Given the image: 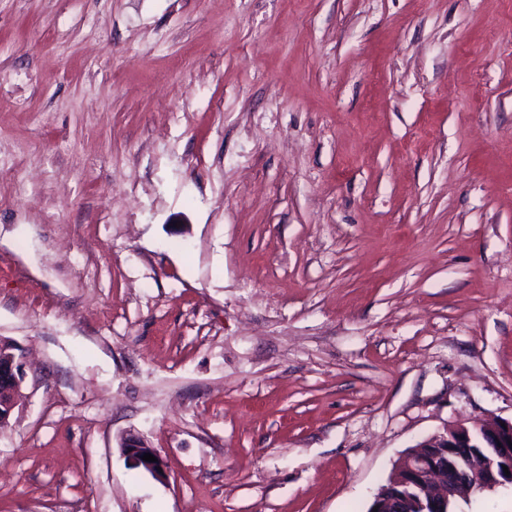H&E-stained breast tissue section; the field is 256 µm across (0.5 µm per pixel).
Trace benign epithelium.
I'll use <instances>...</instances> for the list:
<instances>
[{"label":"benign epithelium","mask_w":512,"mask_h":512,"mask_svg":"<svg viewBox=\"0 0 512 512\" xmlns=\"http://www.w3.org/2000/svg\"><path fill=\"white\" fill-rule=\"evenodd\" d=\"M24 380L22 356L13 347L0 351V426L11 418ZM121 450L133 467L165 477L160 452L143 439L129 437ZM146 453L156 461L143 460ZM506 484L512 485V420L473 427L462 421L425 438L401 459L392 482L379 491L377 512H404L410 503L422 512H448L452 497Z\"/></svg>","instance_id":"1"}]
</instances>
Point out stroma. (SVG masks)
Here are the masks:
<instances>
[{"label":"stroma","instance_id":"obj_1","mask_svg":"<svg viewBox=\"0 0 512 512\" xmlns=\"http://www.w3.org/2000/svg\"><path fill=\"white\" fill-rule=\"evenodd\" d=\"M0 338V512H367L511 420L512 0H0ZM13 347L0 351V426L8 423L25 380L24 362ZM121 450L133 467L143 468L157 479H162L165 477V464L160 452L156 448L149 446L140 437L132 436L126 438L122 442ZM145 453H149L156 457L157 462H148L142 460V457ZM157 467H160L162 472H159Z\"/></svg>","mask_w":512,"mask_h":512}]
</instances>
